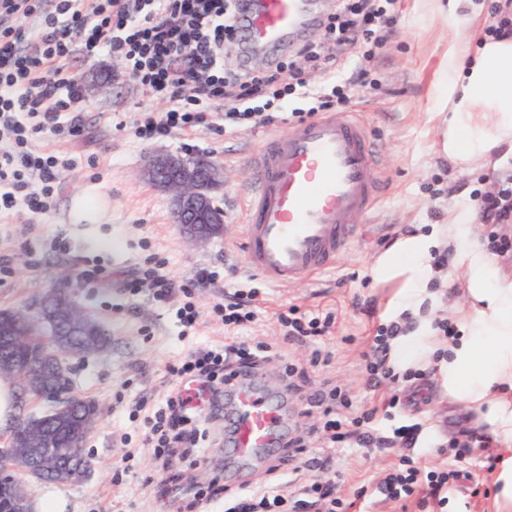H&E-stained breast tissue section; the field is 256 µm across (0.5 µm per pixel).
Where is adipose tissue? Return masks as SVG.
Returning <instances> with one entry per match:
<instances>
[{"instance_id": "ef3b65f1", "label": "adipose tissue", "mask_w": 512, "mask_h": 512, "mask_svg": "<svg viewBox=\"0 0 512 512\" xmlns=\"http://www.w3.org/2000/svg\"><path fill=\"white\" fill-rule=\"evenodd\" d=\"M439 111L447 112L440 150L457 170L489 165L512 170V34L476 48L449 45L439 80ZM449 250L462 273L463 305L452 308L454 336H439L434 318L445 294L433 290L434 252ZM392 282L390 321L408 325L394 337L402 369L434 360L440 387L474 411L482 432L501 451L495 471V512H512V271L481 240L472 204L459 201L448 221L398 239L372 266Z\"/></svg>"}]
</instances>
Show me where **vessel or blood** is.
<instances>
[{"label":"vessel or blood","instance_id":"vessel-or-blood-1","mask_svg":"<svg viewBox=\"0 0 512 512\" xmlns=\"http://www.w3.org/2000/svg\"><path fill=\"white\" fill-rule=\"evenodd\" d=\"M316 18L312 0H239L245 52L283 45ZM242 251L248 270L294 284L336 265L382 196L375 144L350 112H323L268 135L249 158ZM224 483L286 456L280 401L256 377L224 390Z\"/></svg>","mask_w":512,"mask_h":512}]
</instances>
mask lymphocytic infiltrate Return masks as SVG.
Masks as SVG:
<instances>
[{"mask_svg":"<svg viewBox=\"0 0 512 512\" xmlns=\"http://www.w3.org/2000/svg\"><path fill=\"white\" fill-rule=\"evenodd\" d=\"M0 0V218L16 207L41 214L59 170L74 159L34 149L38 134L78 137L72 115L84 107L76 76L69 67L73 46L94 56L105 52L128 61L126 78L145 87L152 100L164 102L162 113L143 110L134 134L143 140L170 136L195 128L213 127V103H224V126L249 131L281 122L283 114L303 120L320 112H341L350 94L339 80L347 48L359 47L371 57L387 43L389 13L397 0H336V8L321 22L323 36L300 50L304 66L286 56L271 57L264 69L225 70L224 47L236 41L234 0ZM40 16L37 32L26 19ZM481 220L492 223L487 247L498 256H512V237L500 235L497 225L512 223V177L497 191L482 195L476 204ZM260 291L237 288L214 302L213 317L229 333V341L187 354L172 367L179 386L163 406L145 416L144 441L152 448L154 466L146 484L161 481L172 457L193 452L203 438L205 409L185 396L181 386L197 384L199 391H215L233 383L239 368L254 369L262 354L275 345L303 343L331 335L336 317L290 305L276 315L278 344L252 343L246 337L258 318ZM402 327L379 329L366 359L372 381L421 379V372L397 373L390 362L391 340ZM322 420L315 431L331 448H429L422 423L398 417L401 402L391 395L381 407L355 410L346 391L327 385L318 400ZM349 416L339 415V408ZM327 475L289 494L282 487L242 491L225 500L224 512H344L345 503L332 477L331 458L312 459ZM459 461L449 467L422 471L404 460L374 485L385 500L400 502L421 494L446 507L441 493L452 478H460Z\"/></svg>","mask_w":512,"mask_h":512,"instance_id":"1","label":"lymphocytic infiltrate"}]
</instances>
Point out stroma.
I'll use <instances>...</instances> for the list:
<instances>
[{
	"mask_svg": "<svg viewBox=\"0 0 512 512\" xmlns=\"http://www.w3.org/2000/svg\"><path fill=\"white\" fill-rule=\"evenodd\" d=\"M454 36L447 17L429 14L420 0H399L386 49L368 61L349 51V64H364L373 80L354 93L347 109L357 113L377 146L385 186L382 199L335 267L293 285L256 282L263 290L259 318L250 330L256 340L274 341L276 314L291 304L336 314L332 336L319 342L331 353L328 366L309 370L310 346L291 345L285 360H268L258 372L262 382L277 386L284 363L298 367L297 388L288 394L287 433L308 432L304 457L326 450L322 439L309 433L319 414L307 404L321 391L323 379L347 387L357 405L366 407L407 387L401 380L378 388L367 383L365 357L378 328L387 321L386 306L394 294L393 286L372 280L375 259L412 225L447 223L453 194L464 190L479 196L496 178L492 169L482 166L458 172L437 154L436 88L443 55ZM69 67L86 99L83 111L75 115L80 134L59 140L44 133L35 146L72 156L77 166L60 171L49 212L36 215L21 207L0 223V257L9 258L12 267L11 276L0 282V311L34 307L44 291L62 287L108 338L104 353L68 361L74 394L94 401L101 416L83 444L91 461L89 472L61 487L64 512H167L164 498L144 483L150 451L140 445L142 422L129 421L128 413L138 400L160 404L172 387L169 366L198 347L224 339V329L212 321L210 307L246 275L240 247L244 189L250 177L246 159L268 131L201 128L144 142L134 137L133 126L147 91L124 78L125 61L104 53L90 58L77 49ZM158 151L185 157L204 154L223 170L224 183L213 192L224 211L219 235L192 244L179 232L169 196L139 175L147 158ZM78 201L90 202L102 223H76ZM150 258L165 262L177 280L191 286L200 311L195 330H184L176 317L180 297L160 304L148 293L128 292L127 281L136 278ZM81 263L106 269L109 279L77 281ZM203 267L218 272L214 283L196 282ZM404 413L430 424L435 452L417 447L337 450V484L352 504L350 512H424L413 499L360 500L356 493L406 457L425 470L438 467L449 456V441L477 428L475 414L450 400L432 377ZM120 427L131 435L136 457L116 486L112 474L119 453L113 433ZM486 454L483 448L469 449L462 468L470 476L457 480L448 492L452 512H490L496 488L490 472L482 468ZM476 483L487 489V496L471 497Z\"/></svg>",
	"mask_w": 512,
	"mask_h": 512,
	"instance_id": "stroma-1",
	"label": "stroma"
}]
</instances>
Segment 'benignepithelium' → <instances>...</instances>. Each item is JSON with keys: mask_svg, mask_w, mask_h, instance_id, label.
Wrapping results in <instances>:
<instances>
[{"mask_svg": "<svg viewBox=\"0 0 512 512\" xmlns=\"http://www.w3.org/2000/svg\"><path fill=\"white\" fill-rule=\"evenodd\" d=\"M143 176L158 189L174 193L172 214L183 236L203 240L219 232L224 212L212 196L219 171L206 157L157 153L148 161ZM19 315L51 330L54 343L37 365L0 354L1 373L34 377L39 395L51 402L47 415L27 424V438L0 447V456L8 457L12 470L23 474V478L11 484L12 512H34L31 486L48 480L66 483L89 468L83 462L79 445H53L55 431H65L79 440L90 432V414H78L74 397L59 387L57 378L66 376L67 359L100 354L106 350L107 342L97 336V328L89 323L65 328L66 314L45 303L33 315L26 311Z\"/></svg>", "mask_w": 512, "mask_h": 512, "instance_id": "1", "label": "benign epithelium"}]
</instances>
